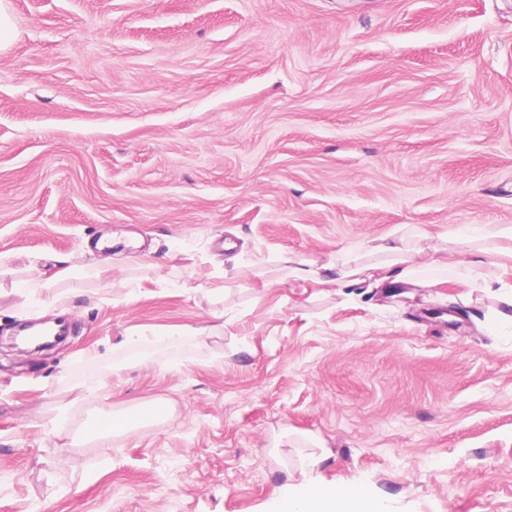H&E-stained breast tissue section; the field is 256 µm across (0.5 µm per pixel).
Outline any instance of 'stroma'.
Returning a JSON list of instances; mask_svg holds the SVG:
<instances>
[{"label": "stroma", "mask_w": 512, "mask_h": 512, "mask_svg": "<svg viewBox=\"0 0 512 512\" xmlns=\"http://www.w3.org/2000/svg\"><path fill=\"white\" fill-rule=\"evenodd\" d=\"M11 2L0 512H271L303 481L512 512V324H482L512 306L456 273L274 280L512 226V0ZM107 257L109 282L10 290ZM58 289L66 339L12 346ZM422 235L413 227L404 229L401 235L393 240H385L364 252L351 251L336 253L335 260L317 265L306 260L292 258L282 259L279 280L294 282L313 281L348 287L373 279L387 280L392 285L417 282L422 276L419 273L417 256L422 251L420 242Z\"/></svg>", "instance_id": "obj_1"}]
</instances>
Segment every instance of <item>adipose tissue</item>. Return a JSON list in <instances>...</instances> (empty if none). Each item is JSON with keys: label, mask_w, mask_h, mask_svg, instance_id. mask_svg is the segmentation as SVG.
I'll return each mask as SVG.
<instances>
[{"label": "adipose tissue", "mask_w": 512, "mask_h": 512, "mask_svg": "<svg viewBox=\"0 0 512 512\" xmlns=\"http://www.w3.org/2000/svg\"><path fill=\"white\" fill-rule=\"evenodd\" d=\"M422 240L417 228L403 230L395 239L384 241L365 251L338 252L335 260L319 265L306 260H289L282 266V277L288 281L333 284L348 287L380 278L397 285L420 278L417 256ZM479 249L512 259V227H500L487 232L482 242L469 238H449L434 250L432 265L447 270L448 258L458 248ZM274 512H377L376 502L368 487L351 483L329 487L315 482L288 486L274 505Z\"/></svg>", "instance_id": "ef3b65f1"}]
</instances>
